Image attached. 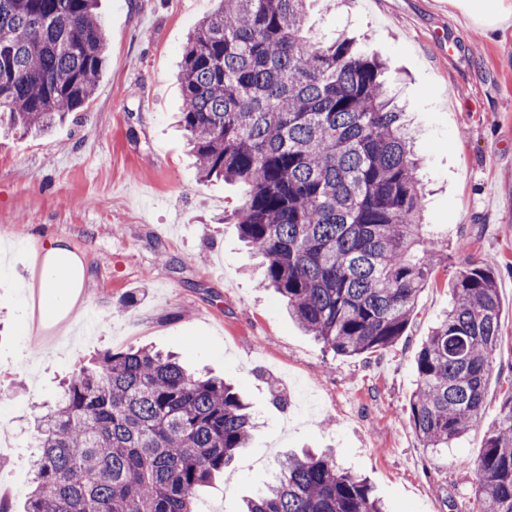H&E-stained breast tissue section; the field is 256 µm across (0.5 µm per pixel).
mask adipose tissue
<instances>
[{
    "mask_svg": "<svg viewBox=\"0 0 512 512\" xmlns=\"http://www.w3.org/2000/svg\"><path fill=\"white\" fill-rule=\"evenodd\" d=\"M35 260L39 264L38 286L29 295L38 316L26 324L25 333L41 336L53 328L66 334L78 319V301L85 291L83 261L60 237L48 238Z\"/></svg>",
    "mask_w": 512,
    "mask_h": 512,
    "instance_id": "1",
    "label": "adipose tissue"
}]
</instances>
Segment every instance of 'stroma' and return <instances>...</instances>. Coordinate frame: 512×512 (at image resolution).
<instances>
[{"label": "stroma", "mask_w": 512, "mask_h": 512, "mask_svg": "<svg viewBox=\"0 0 512 512\" xmlns=\"http://www.w3.org/2000/svg\"><path fill=\"white\" fill-rule=\"evenodd\" d=\"M211 0H98L106 63L92 101L38 137L0 132V487L11 512L32 489L34 420L61 380L104 352L155 347L235 383L256 428L249 448L197 492V512H240L300 448L333 449L388 512H466L465 469L512 389V26L475 27L451 0H309L307 36L346 30L386 64L418 132L424 221L448 254L396 344L336 357L262 288L232 219L241 186L203 183L176 125L177 65ZM50 237L81 255L88 298L72 335L30 344L22 286ZM497 271L501 342L483 417L441 453L422 446L409 400L416 356L469 262ZM94 333H86L88 321ZM287 395L281 409L273 392Z\"/></svg>", "instance_id": "stroma-1"}]
</instances>
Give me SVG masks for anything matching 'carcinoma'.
Wrapping results in <instances>:
<instances>
[{
	"label": "carcinoma",
	"mask_w": 512,
	"mask_h": 512,
	"mask_svg": "<svg viewBox=\"0 0 512 512\" xmlns=\"http://www.w3.org/2000/svg\"><path fill=\"white\" fill-rule=\"evenodd\" d=\"M95 0H0V130L42 135L82 110L105 63ZM180 65L179 124L201 179L244 187L234 214L262 257L260 284L337 356L385 350L444 262L421 223L415 132L384 64L304 34L307 0H216ZM423 342L409 421L435 451L483 413L500 345L496 270L470 263ZM26 512H196V492L247 448L236 388L150 348L72 372L36 418ZM474 473L476 512H512V390ZM244 512H385L331 453H289Z\"/></svg>",
	"instance_id": "obj_1"
}]
</instances>
